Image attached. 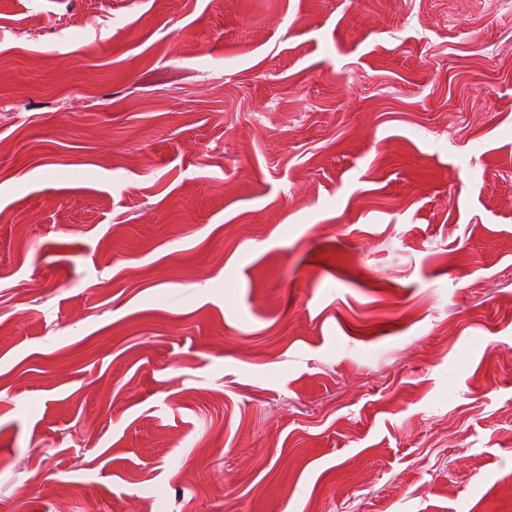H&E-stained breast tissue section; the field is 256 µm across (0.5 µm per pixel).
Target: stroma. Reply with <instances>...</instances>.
<instances>
[{
	"instance_id": "1",
	"label": "stroma",
	"mask_w": 512,
	"mask_h": 512,
	"mask_svg": "<svg viewBox=\"0 0 512 512\" xmlns=\"http://www.w3.org/2000/svg\"><path fill=\"white\" fill-rule=\"evenodd\" d=\"M2 100L0 512H512V0H0Z\"/></svg>"
}]
</instances>
